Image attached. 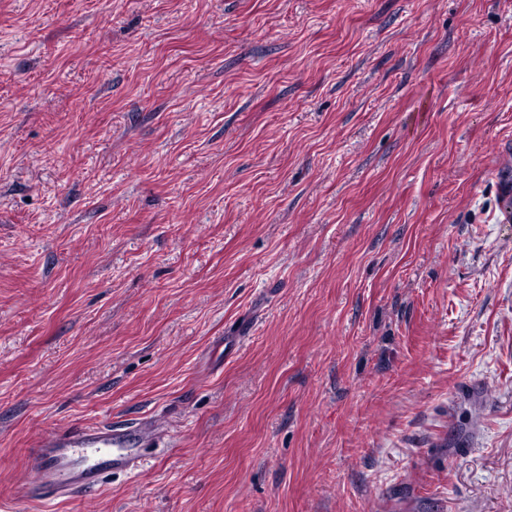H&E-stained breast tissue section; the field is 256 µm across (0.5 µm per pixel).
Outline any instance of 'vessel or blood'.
<instances>
[{"instance_id": "obj_1", "label": "vessel or blood", "mask_w": 512, "mask_h": 512, "mask_svg": "<svg viewBox=\"0 0 512 512\" xmlns=\"http://www.w3.org/2000/svg\"><path fill=\"white\" fill-rule=\"evenodd\" d=\"M158 437V429L146 423L48 434L32 454L25 493L34 500L90 492L104 475L135 471L142 463L140 447Z\"/></svg>"}]
</instances>
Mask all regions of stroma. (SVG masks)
<instances>
[{
    "label": "stroma",
    "instance_id": "obj_1",
    "mask_svg": "<svg viewBox=\"0 0 512 512\" xmlns=\"http://www.w3.org/2000/svg\"><path fill=\"white\" fill-rule=\"evenodd\" d=\"M509 189L512 0H0V512H512ZM159 430L146 423L55 431L41 438L31 457L30 500L73 497L98 488L104 475L135 471L138 448L156 442Z\"/></svg>",
    "mask_w": 512,
    "mask_h": 512
}]
</instances>
